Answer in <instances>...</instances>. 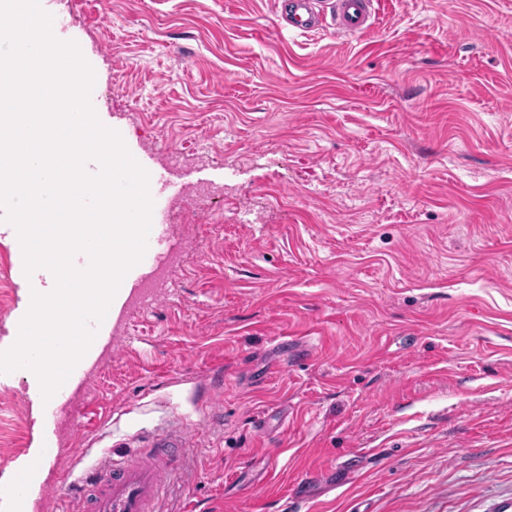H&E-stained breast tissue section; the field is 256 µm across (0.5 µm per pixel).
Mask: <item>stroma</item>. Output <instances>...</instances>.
<instances>
[{
  "label": "stroma",
  "mask_w": 512,
  "mask_h": 512,
  "mask_svg": "<svg viewBox=\"0 0 512 512\" xmlns=\"http://www.w3.org/2000/svg\"><path fill=\"white\" fill-rule=\"evenodd\" d=\"M45 8L128 152L225 191L163 194L184 261L72 393L36 418L0 376V512L179 420L165 512H512V0H377L352 37L274 0ZM44 284L0 228V351Z\"/></svg>",
  "instance_id": "stroma-1"
}]
</instances>
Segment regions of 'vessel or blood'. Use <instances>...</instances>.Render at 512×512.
Masks as SVG:
<instances>
[{"mask_svg": "<svg viewBox=\"0 0 512 512\" xmlns=\"http://www.w3.org/2000/svg\"><path fill=\"white\" fill-rule=\"evenodd\" d=\"M282 28L299 34L332 29L344 36L366 31L373 0H276ZM193 434L188 426L153 433L151 445L109 455L64 484V497H76L80 512H161L159 505L175 481L186 478L185 452Z\"/></svg>", "mask_w": 512, "mask_h": 512, "instance_id": "b4317fda", "label": "vessel or blood"}]
</instances>
